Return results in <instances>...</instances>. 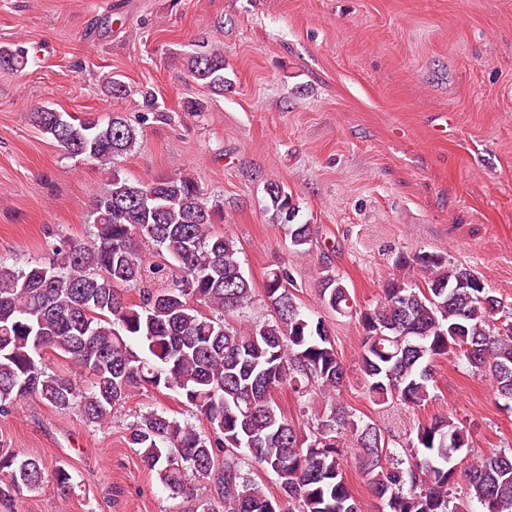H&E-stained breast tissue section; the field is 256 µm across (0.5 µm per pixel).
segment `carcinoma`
Returning <instances> with one entry per match:
<instances>
[{"label":"carcinoma","instance_id":"cac0c4a2","mask_svg":"<svg viewBox=\"0 0 512 512\" xmlns=\"http://www.w3.org/2000/svg\"><path fill=\"white\" fill-rule=\"evenodd\" d=\"M29 63L22 46L0 48V68ZM189 77L218 92L231 85L224 50L205 42L184 57ZM30 120L65 153L94 160L108 181L93 210L89 242L63 237L52 258L27 268L0 262V415L36 399L74 409L103 426L134 388L176 392L209 425V435L164 411H149L128 427L127 443L189 512H216L199 499L188 475L214 483L224 512H362L346 477L345 449L356 448L362 474L380 501L379 512H512V448L484 454L466 473V488L452 495L455 456L469 448L467 432L452 419L418 424L405 456L384 447L381 429L336 400L346 369L322 318L297 302L288 267L268 273L265 297L272 318L236 325L231 318L254 303L236 242L216 230L223 215L190 173L150 182L111 168L130 152L142 131L125 116L73 123L50 107ZM266 210L288 227L289 249L308 250L311 228L290 223L292 196L278 183L266 188ZM152 243L163 261L147 262L133 241ZM417 266L418 284L392 277L383 299L357 311L342 277L323 276L324 306L357 314L364 331L358 369L377 405L415 408L430 399L433 364L462 358L491 378L498 398L512 408V320L487 287L463 288L474 271L437 253L401 257ZM138 291V302L125 298ZM53 351L90 376L50 370ZM288 385L311 411L301 425L285 416L273 393ZM277 477V492L244 471L245 464ZM68 497L72 475L42 460L0 448V500L47 486Z\"/></svg>","mask_w":512,"mask_h":512}]
</instances>
